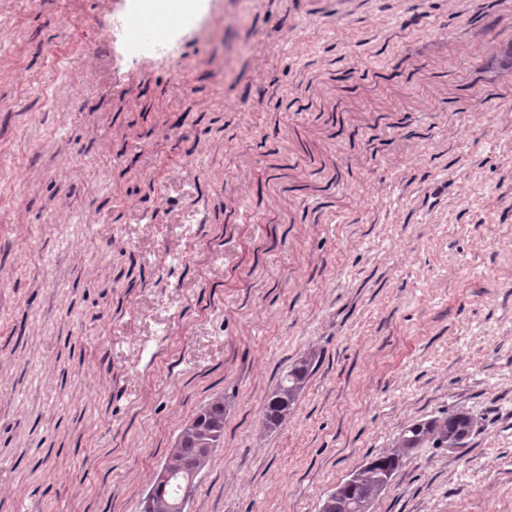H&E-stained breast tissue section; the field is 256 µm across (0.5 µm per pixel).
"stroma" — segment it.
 <instances>
[{
  "label": "stroma",
  "mask_w": 512,
  "mask_h": 512,
  "mask_svg": "<svg viewBox=\"0 0 512 512\" xmlns=\"http://www.w3.org/2000/svg\"><path fill=\"white\" fill-rule=\"evenodd\" d=\"M0 0V512H140L223 396L189 512H512V0ZM320 364L288 419L280 377ZM318 361L319 355L309 352L297 359L281 377L265 407L263 426L267 431H275L288 418ZM475 421L473 417L460 410L442 412L441 416L429 420L412 424L406 427L398 438L397 446L391 452L372 456L363 461L356 470L359 479L357 482L356 472H351L345 481L355 482L345 485L342 482V488L326 506L324 501L321 506V512H370L373 502L381 494L378 486L383 477H389L391 481L394 474L402 467L404 458L407 457L416 448H422L424 445H430L432 448H446L443 443L448 444V439L460 440V444H465L471 435ZM370 497L372 500L360 502L351 511L348 506L356 499Z\"/></svg>",
  "instance_id": "stroma-1"
}]
</instances>
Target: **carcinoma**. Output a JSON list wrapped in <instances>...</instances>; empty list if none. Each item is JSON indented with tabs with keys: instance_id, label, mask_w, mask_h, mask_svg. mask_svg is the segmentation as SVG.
I'll return each instance as SVG.
<instances>
[{
	"instance_id": "1",
	"label": "carcinoma",
	"mask_w": 512,
	"mask_h": 512,
	"mask_svg": "<svg viewBox=\"0 0 512 512\" xmlns=\"http://www.w3.org/2000/svg\"><path fill=\"white\" fill-rule=\"evenodd\" d=\"M318 361L319 355L314 351L309 352L297 359L281 377L265 407L263 426L266 430H276L288 418ZM474 425L470 414L452 410L406 427L402 431V439L397 442V449L363 461L357 469L358 481L342 485L331 503L322 506V509L325 512H351L349 504L352 501L365 497L377 499L382 478L393 477L402 467L404 458L413 450L426 444L441 448L450 439L464 444ZM223 442L224 398L218 397L182 426L166 458V465L175 475L165 489L151 499L148 512H172L170 504L181 493L182 472L199 464L208 465L212 453Z\"/></svg>"
}]
</instances>
